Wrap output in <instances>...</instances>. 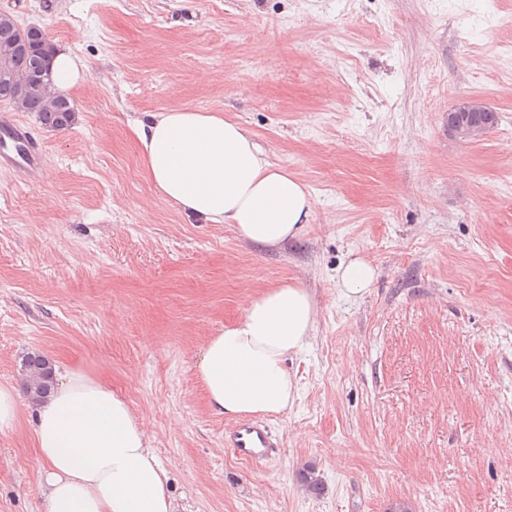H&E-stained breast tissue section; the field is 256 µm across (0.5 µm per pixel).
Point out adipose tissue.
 <instances>
[{"label": "adipose tissue", "instance_id": "ef3b65f1", "mask_svg": "<svg viewBox=\"0 0 512 512\" xmlns=\"http://www.w3.org/2000/svg\"><path fill=\"white\" fill-rule=\"evenodd\" d=\"M144 170L157 194L242 241L272 248L297 239L312 213L305 184L271 162L240 123L171 107L137 120ZM317 305L291 281L264 290L242 317L211 337L197 364L211 408L229 418L281 414L298 395L288 357L309 344ZM44 464L43 512H174L168 475L127 401L75 365L56 369L47 398L33 405Z\"/></svg>", "mask_w": 512, "mask_h": 512}]
</instances>
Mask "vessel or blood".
<instances>
[{
	"label": "vessel or blood",
	"instance_id": "obj_1",
	"mask_svg": "<svg viewBox=\"0 0 512 512\" xmlns=\"http://www.w3.org/2000/svg\"><path fill=\"white\" fill-rule=\"evenodd\" d=\"M0 169L29 181L40 180L44 172L41 146L14 113L5 111L0 113ZM224 445L240 460L250 462L270 455L279 441L267 423L246 418L225 427Z\"/></svg>",
	"mask_w": 512,
	"mask_h": 512
}]
</instances>
